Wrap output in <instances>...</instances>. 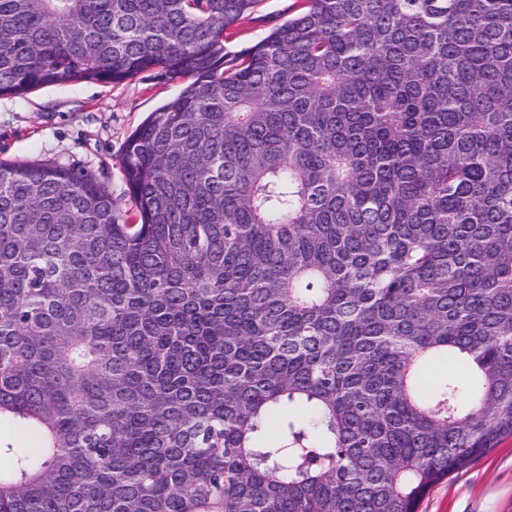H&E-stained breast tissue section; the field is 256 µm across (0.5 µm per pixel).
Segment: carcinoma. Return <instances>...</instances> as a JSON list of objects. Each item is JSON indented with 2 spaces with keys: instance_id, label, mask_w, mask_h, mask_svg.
Segmentation results:
<instances>
[{
  "instance_id": "cac0c4a2",
  "label": "carcinoma",
  "mask_w": 512,
  "mask_h": 512,
  "mask_svg": "<svg viewBox=\"0 0 512 512\" xmlns=\"http://www.w3.org/2000/svg\"><path fill=\"white\" fill-rule=\"evenodd\" d=\"M256 2L0 0V96L182 82L125 141L130 212L0 161V419L34 441L0 512H418L512 435V0H300L227 50Z\"/></svg>"
}]
</instances>
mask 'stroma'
Returning <instances> with one entry per match:
<instances>
[{
    "label": "stroma",
    "mask_w": 512,
    "mask_h": 512,
    "mask_svg": "<svg viewBox=\"0 0 512 512\" xmlns=\"http://www.w3.org/2000/svg\"><path fill=\"white\" fill-rule=\"evenodd\" d=\"M296 13L295 0H258L226 43L248 48ZM180 90L144 73L110 87L75 82L25 97L0 96V159H51L91 170L130 208L120 165L128 135ZM419 512H512V437L432 487Z\"/></svg>",
    "instance_id": "obj_1"
}]
</instances>
